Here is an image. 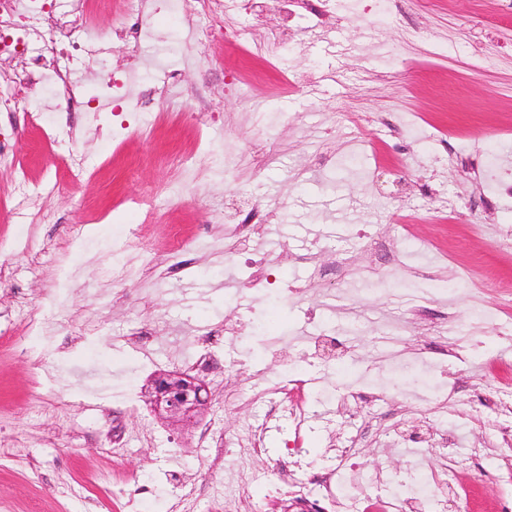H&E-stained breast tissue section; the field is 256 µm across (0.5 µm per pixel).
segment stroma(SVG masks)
Returning <instances> with one entry per match:
<instances>
[{"instance_id":"obj_1","label":"stroma","mask_w":512,"mask_h":512,"mask_svg":"<svg viewBox=\"0 0 512 512\" xmlns=\"http://www.w3.org/2000/svg\"><path fill=\"white\" fill-rule=\"evenodd\" d=\"M504 3L383 0L349 19L324 13L315 32L273 10L240 13L254 37L288 30L291 43L274 63L222 32L200 48L178 14L150 7V38L132 57L121 31L127 0L94 15L103 51L77 75L89 96L103 71L158 85L160 57L180 84L155 112L122 103L131 131L116 140L97 132L111 113L69 111L41 80L13 112H0V141L14 155L0 169V512H123L113 488L131 476L150 489L140 512H215L216 501L236 498L239 470L256 477L268 512H281L288 488L280 476L295 462L281 453L287 428L258 394L286 371L316 392L305 446L315 465L328 464L345 436L337 388L359 380L399 400L425 394L456 423L462 447L485 442L490 419L455 405L448 389L494 385L488 360L512 364V342L489 333L486 319L512 293V250L492 245L512 228V211L481 204L467 164L450 161L448 148L477 141L497 155L512 140ZM222 71L224 84L215 79ZM400 112L423 142L403 144L391 123ZM72 151L85 164L77 178L64 161ZM325 155L335 167L319 168ZM429 186L457 197L462 220L430 212ZM403 198L410 208L400 209ZM238 207L259 210L263 227L247 255L233 258L224 216ZM178 236L190 265L170 276ZM395 250L408 256L398 275ZM253 259L301 288V298L250 288ZM487 267L496 281L485 282ZM446 279L457 289L436 303L430 283ZM35 321L46 338L34 336ZM322 333L343 337L341 371L315 352L310 339ZM217 334L222 343L208 344ZM471 346L483 356L431 362ZM200 353L211 358L199 374L211 392L200 423H163L145 400L129 410L108 397L126 384L141 391ZM228 369L246 392L229 406ZM354 414L370 418L358 455L368 492L390 500L394 488L375 472L407 479L413 455L378 447L375 433L423 428L426 415L360 403ZM257 421L268 424L260 456L218 462L214 444L199 437L210 424L244 438ZM482 466L480 479L463 473L458 482L486 512H501L512 466L494 448ZM187 484L201 496L177 503Z\"/></svg>"}]
</instances>
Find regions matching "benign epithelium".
I'll return each instance as SVG.
<instances>
[{"mask_svg": "<svg viewBox=\"0 0 512 512\" xmlns=\"http://www.w3.org/2000/svg\"><path fill=\"white\" fill-rule=\"evenodd\" d=\"M144 395L156 418L184 424L198 422L209 401L204 381L185 372L165 373L149 380Z\"/></svg>", "mask_w": 512, "mask_h": 512, "instance_id": "1", "label": "benign epithelium"}]
</instances>
